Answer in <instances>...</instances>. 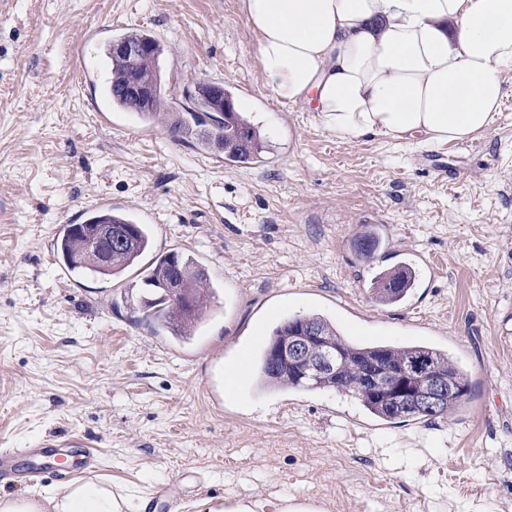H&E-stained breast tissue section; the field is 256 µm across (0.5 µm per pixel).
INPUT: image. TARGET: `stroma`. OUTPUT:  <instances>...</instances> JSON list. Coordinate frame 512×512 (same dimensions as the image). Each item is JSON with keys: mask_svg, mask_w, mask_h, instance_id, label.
Instances as JSON below:
<instances>
[{"mask_svg": "<svg viewBox=\"0 0 512 512\" xmlns=\"http://www.w3.org/2000/svg\"><path fill=\"white\" fill-rule=\"evenodd\" d=\"M141 30L164 47L180 108L197 83L231 92L259 160L226 163L172 115L107 108L105 43ZM479 139L441 175L416 139L337 141L309 106L266 86L239 0H0V448L52 436L96 450V477L196 512L247 495L324 512H512V68ZM149 225L153 253L192 258L215 297L192 336L140 323L144 275L59 284L48 240L96 200ZM380 230L382 256L357 254ZM424 254L399 303L373 282ZM317 314L358 341L448 351L470 399L432 421H382L332 390H267L224 368L283 320Z\"/></svg>", "mask_w": 512, "mask_h": 512, "instance_id": "obj_1", "label": "stroma"}]
</instances>
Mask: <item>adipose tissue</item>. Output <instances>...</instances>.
<instances>
[{"label":"adipose tissue","instance_id":"ef3b65f1","mask_svg":"<svg viewBox=\"0 0 512 512\" xmlns=\"http://www.w3.org/2000/svg\"><path fill=\"white\" fill-rule=\"evenodd\" d=\"M266 85L312 106L338 140L482 136L512 67V0H241ZM124 489L80 479L0 512H146Z\"/></svg>","mask_w":512,"mask_h":512}]
</instances>
